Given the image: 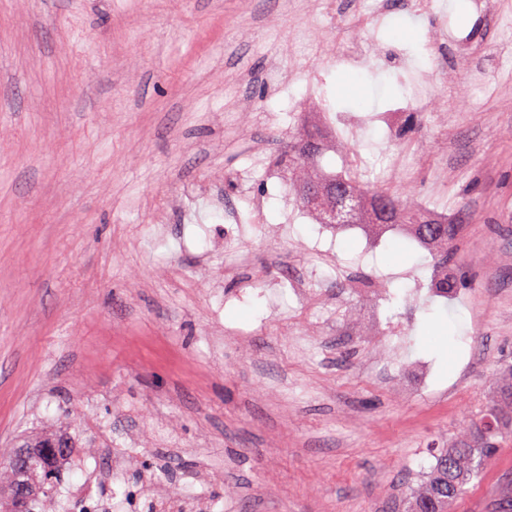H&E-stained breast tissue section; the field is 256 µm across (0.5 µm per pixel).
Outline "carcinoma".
Wrapping results in <instances>:
<instances>
[{"label": "carcinoma", "mask_w": 512, "mask_h": 512, "mask_svg": "<svg viewBox=\"0 0 512 512\" xmlns=\"http://www.w3.org/2000/svg\"><path fill=\"white\" fill-rule=\"evenodd\" d=\"M324 135L318 129L303 130L295 141L288 146L285 161L288 162V174L296 187L298 202L305 212L316 216L320 224H328L326 214L329 199L325 189L340 179L334 172L324 175L321 181L306 178L304 169L321 168L320 160L324 156ZM350 190L367 203L366 214L353 216L352 224L377 223L374 204L381 200L394 206L392 227H408L413 238L423 247L434 252L437 265L448 264V246L455 243L460 225L446 220H437L438 232L427 229L425 212L408 204L387 189L350 187ZM63 438L67 447L56 453L46 452L44 445L49 440ZM512 442V365L503 363L496 372L493 397L486 409L472 422L471 428L448 440V447L438 449L436 463L428 475L404 500L403 508L407 512H421L426 504L433 505L437 512H452L455 502L463 495L465 486L483 473L487 464L493 460L499 449ZM30 454L27 464L19 468L3 466L0 468V489L13 493L14 488L22 485L26 491L23 501H12V512H30L34 507L51 502L57 512H68L69 506L58 499L59 487L63 482L61 462L71 455L74 442L66 433L55 431L39 436H26L20 440ZM489 512H512V490L504 489L492 498L487 506Z\"/></svg>", "instance_id": "cac0c4a2"}]
</instances>
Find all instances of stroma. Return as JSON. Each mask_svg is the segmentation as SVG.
I'll return each instance as SVG.
<instances>
[{
    "label": "stroma",
    "instance_id": "35a3bbf8",
    "mask_svg": "<svg viewBox=\"0 0 512 512\" xmlns=\"http://www.w3.org/2000/svg\"><path fill=\"white\" fill-rule=\"evenodd\" d=\"M384 2L355 66L319 56L335 42L322 0H0V453L68 423L64 499L98 474L118 500L150 490L141 508L168 490L192 512H399L512 358V0L494 15L447 0L493 50L472 73L424 48L440 16ZM418 70L456 80L483 120L386 138L373 117ZM310 85L349 122L367 183L402 148L447 165L443 186L422 172L389 188L462 215L454 296L395 231L307 219L279 159L321 123L292 109ZM308 269L349 322L293 336ZM510 484L504 452L456 512H488Z\"/></svg>",
    "mask_w": 512,
    "mask_h": 512
}]
</instances>
